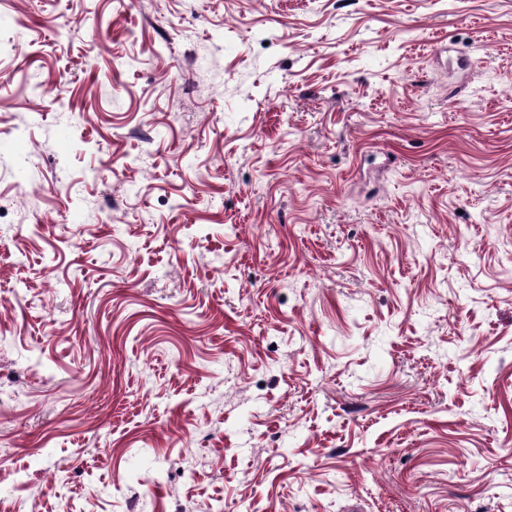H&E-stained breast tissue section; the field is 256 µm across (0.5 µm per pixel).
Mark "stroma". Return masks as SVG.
Segmentation results:
<instances>
[{"label": "stroma", "mask_w": 512, "mask_h": 512, "mask_svg": "<svg viewBox=\"0 0 512 512\" xmlns=\"http://www.w3.org/2000/svg\"><path fill=\"white\" fill-rule=\"evenodd\" d=\"M512 512V0H0V512Z\"/></svg>", "instance_id": "stroma-1"}]
</instances>
